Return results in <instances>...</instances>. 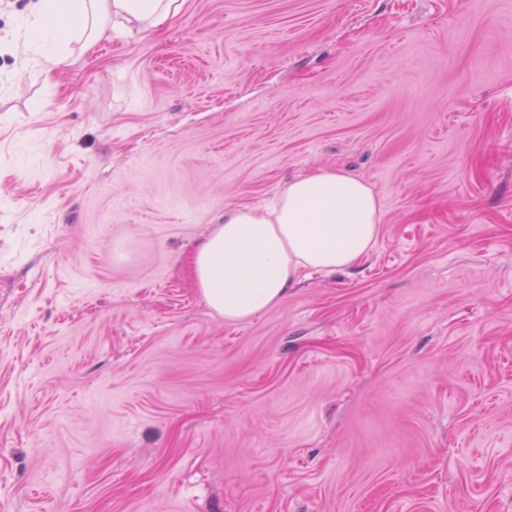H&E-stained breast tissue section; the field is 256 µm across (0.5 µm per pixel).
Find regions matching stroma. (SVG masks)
Segmentation results:
<instances>
[{
    "mask_svg": "<svg viewBox=\"0 0 512 512\" xmlns=\"http://www.w3.org/2000/svg\"><path fill=\"white\" fill-rule=\"evenodd\" d=\"M0 0V512H512V0H185L29 67ZM335 168L373 249L225 322L187 258Z\"/></svg>",
    "mask_w": 512,
    "mask_h": 512,
    "instance_id": "obj_1",
    "label": "stroma"
}]
</instances>
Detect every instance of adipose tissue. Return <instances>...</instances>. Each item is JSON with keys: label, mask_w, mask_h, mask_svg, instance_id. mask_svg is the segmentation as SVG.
I'll return each mask as SVG.
<instances>
[{"label": "adipose tissue", "mask_w": 512, "mask_h": 512, "mask_svg": "<svg viewBox=\"0 0 512 512\" xmlns=\"http://www.w3.org/2000/svg\"><path fill=\"white\" fill-rule=\"evenodd\" d=\"M185 0H38L22 22L37 67L65 54L73 40H100L112 30L155 28L181 13ZM382 209L372 187L319 168L288 181L265 210L225 212L195 249L192 279L225 321L247 319L278 303L305 274L354 265L375 245Z\"/></svg>", "instance_id": "1"}]
</instances>
